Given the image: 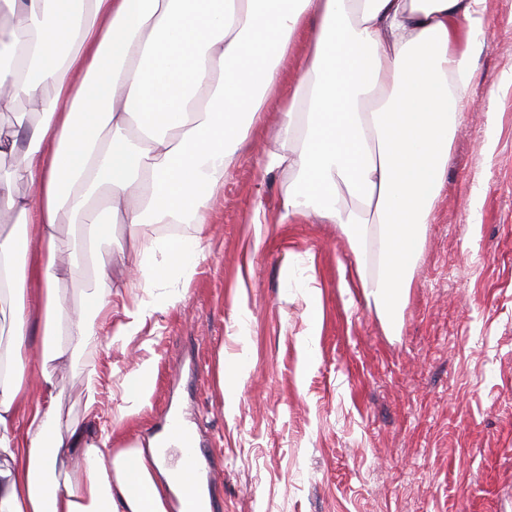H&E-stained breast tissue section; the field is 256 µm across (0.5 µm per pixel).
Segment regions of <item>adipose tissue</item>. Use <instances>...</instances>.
<instances>
[{
    "label": "adipose tissue",
    "mask_w": 512,
    "mask_h": 512,
    "mask_svg": "<svg viewBox=\"0 0 512 512\" xmlns=\"http://www.w3.org/2000/svg\"><path fill=\"white\" fill-rule=\"evenodd\" d=\"M481 0H0L20 27L0 25V114L19 102L35 122L0 123V280L12 292V367L0 375V512H167L177 470L156 440L113 450L112 432L58 427L55 384L27 377L29 336L63 338L56 359L88 346L97 320L128 283L188 274L204 252L216 192L265 112L280 66L309 35L301 77L281 113L265 169L287 172L278 223L335 224L353 252L375 240L379 267L355 277L392 317L412 286L485 47ZM26 181L31 193L16 192ZM93 237L127 225L189 224L190 235L114 254L87 268L59 233L62 218ZM91 280L85 313L65 312L61 279ZM154 364L142 361L120 414L149 402ZM139 460L136 474L124 468ZM64 472L46 481V472ZM144 483L151 509L130 492Z\"/></svg>",
    "instance_id": "adipose-tissue-1"
}]
</instances>
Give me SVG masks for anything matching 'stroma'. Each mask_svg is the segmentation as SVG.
Instances as JSON below:
<instances>
[{
	"label": "stroma",
	"mask_w": 512,
	"mask_h": 512,
	"mask_svg": "<svg viewBox=\"0 0 512 512\" xmlns=\"http://www.w3.org/2000/svg\"><path fill=\"white\" fill-rule=\"evenodd\" d=\"M479 18L477 79L397 331L349 282L356 263L375 272V249L353 255L313 217L275 221L288 179L260 159L300 78L299 41L208 213L204 259L125 291L129 306L180 301L67 360L44 359L34 336L30 364L52 375L63 420L111 422L117 450L181 411L220 471L211 512H512V0H481ZM61 230L96 262L132 244L123 224L94 243ZM145 359L150 403L117 420L121 384Z\"/></svg>",
	"instance_id": "1"
}]
</instances>
